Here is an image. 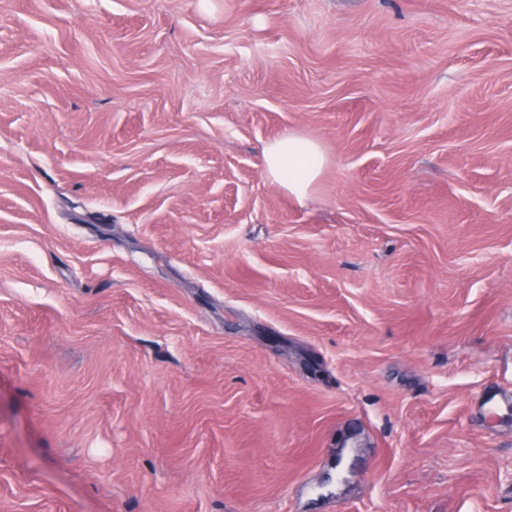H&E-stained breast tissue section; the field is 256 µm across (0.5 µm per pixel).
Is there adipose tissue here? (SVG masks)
I'll return each instance as SVG.
<instances>
[{
  "label": "adipose tissue",
  "mask_w": 512,
  "mask_h": 512,
  "mask_svg": "<svg viewBox=\"0 0 512 512\" xmlns=\"http://www.w3.org/2000/svg\"><path fill=\"white\" fill-rule=\"evenodd\" d=\"M267 176L296 199H305L320 176L326 157L320 146L308 138L288 134L263 148Z\"/></svg>",
  "instance_id": "obj_1"
}]
</instances>
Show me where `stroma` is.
<instances>
[{
  "label": "stroma",
  "mask_w": 512,
  "mask_h": 512,
  "mask_svg": "<svg viewBox=\"0 0 512 512\" xmlns=\"http://www.w3.org/2000/svg\"><path fill=\"white\" fill-rule=\"evenodd\" d=\"M499 391L512 0H0V512H512ZM263 163L267 176L301 201L320 176L326 157L313 140L288 134L264 146Z\"/></svg>",
  "instance_id": "obj_1"
}]
</instances>
